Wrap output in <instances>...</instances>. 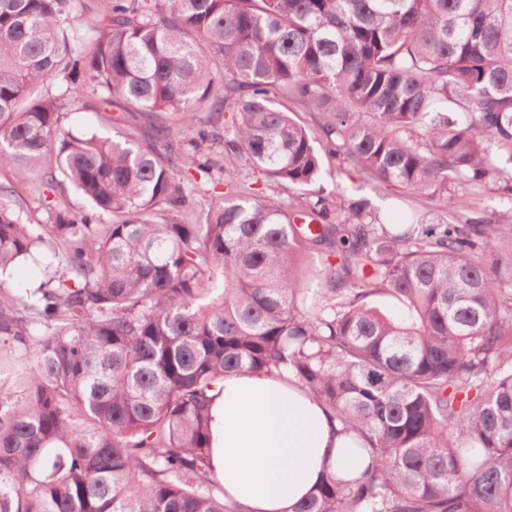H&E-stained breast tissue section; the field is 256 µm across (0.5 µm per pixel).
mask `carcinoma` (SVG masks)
I'll return each mask as SVG.
<instances>
[{
	"label": "carcinoma",
	"mask_w": 512,
	"mask_h": 512,
	"mask_svg": "<svg viewBox=\"0 0 512 512\" xmlns=\"http://www.w3.org/2000/svg\"><path fill=\"white\" fill-rule=\"evenodd\" d=\"M94 2L0 0V165L55 195L31 224L0 186V274L44 265L0 288V512H242L211 393L275 371L358 438L294 512H512V224L239 187L322 178L280 96L378 184L512 203V0ZM96 100L147 130L62 124ZM240 179L245 181L247 184H251V192L253 195L259 198H268L274 197L278 199H284L288 201V196H291L296 193H303L308 191H303L300 189H294L289 187L288 185H281L274 181H269L262 176L253 173L243 172L240 175ZM322 259L325 256L321 253H308L301 251L295 257L296 274L304 287H313L315 281L312 279L311 271L319 270L322 267Z\"/></svg>",
	"instance_id": "carcinoma-1"
}]
</instances>
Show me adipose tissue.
<instances>
[{
  "label": "adipose tissue",
  "mask_w": 512,
  "mask_h": 512,
  "mask_svg": "<svg viewBox=\"0 0 512 512\" xmlns=\"http://www.w3.org/2000/svg\"><path fill=\"white\" fill-rule=\"evenodd\" d=\"M213 397L211 465L242 512H292L345 467L347 435L297 385L244 373L225 378Z\"/></svg>",
  "instance_id": "1"
}]
</instances>
